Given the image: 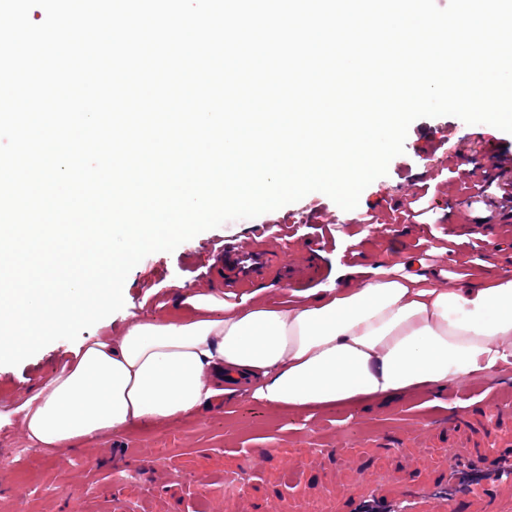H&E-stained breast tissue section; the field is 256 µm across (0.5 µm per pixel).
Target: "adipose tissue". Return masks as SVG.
<instances>
[{
	"label": "adipose tissue",
	"mask_w": 512,
	"mask_h": 512,
	"mask_svg": "<svg viewBox=\"0 0 512 512\" xmlns=\"http://www.w3.org/2000/svg\"><path fill=\"white\" fill-rule=\"evenodd\" d=\"M337 281L271 302L177 288L174 313L124 311L0 419L50 455L133 424L201 414L226 380L301 414L442 388L496 370L512 351V275L444 282L426 265L397 274L340 266Z\"/></svg>",
	"instance_id": "adipose-tissue-1"
}]
</instances>
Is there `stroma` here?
<instances>
[{"mask_svg":"<svg viewBox=\"0 0 512 512\" xmlns=\"http://www.w3.org/2000/svg\"><path fill=\"white\" fill-rule=\"evenodd\" d=\"M490 155L502 163L486 172L479 164ZM489 181L512 185V134L454 116L417 119L403 154L363 190L355 209L341 210L313 192L201 232L174 252L149 254L126 278L127 306L151 317L175 286L222 289L219 253L267 242H287L292 253L320 242L305 291L335 279L339 263L375 267L406 253L446 271L449 282L462 280L488 260L470 226L493 228L512 249V223L500 220V208L474 200ZM70 346L57 340L0 368V405L18 404L12 384L35 389ZM504 382L496 371L476 373L452 383L454 398L445 403L420 393L306 414L276 412L250 396L174 423L130 427L61 457L26 448L17 426L2 423L0 512H201L206 504L222 512H290L297 502L311 508L325 487L352 482L354 468L395 478L408 455L444 459L449 435L441 422L448 415L464 422L457 440L482 435L497 415L487 396ZM428 420L440 425L430 439L408 437L409 423ZM339 443L350 448L349 458L336 456ZM291 455L307 465L289 475L284 462Z\"/></svg>","mask_w":512,"mask_h":512,"instance_id":"stroma-1","label":"stroma"}]
</instances>
